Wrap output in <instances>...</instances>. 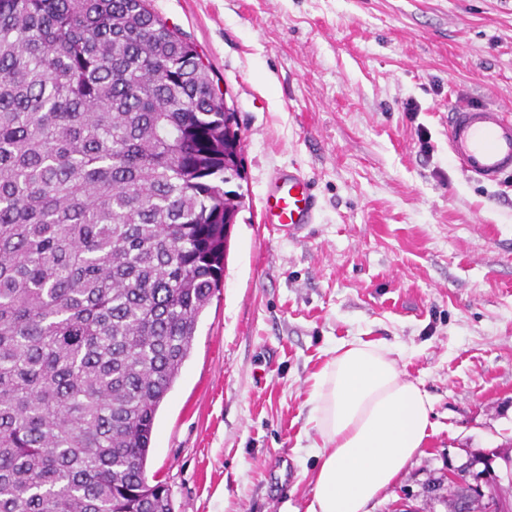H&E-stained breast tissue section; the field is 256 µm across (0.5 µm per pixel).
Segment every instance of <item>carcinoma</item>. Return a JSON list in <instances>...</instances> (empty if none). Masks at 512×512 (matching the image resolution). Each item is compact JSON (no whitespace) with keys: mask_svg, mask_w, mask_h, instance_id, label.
<instances>
[{"mask_svg":"<svg viewBox=\"0 0 512 512\" xmlns=\"http://www.w3.org/2000/svg\"><path fill=\"white\" fill-rule=\"evenodd\" d=\"M232 117L148 0H0V512H172L148 454L242 205Z\"/></svg>","mask_w":512,"mask_h":512,"instance_id":"cac0c4a2","label":"carcinoma"}]
</instances>
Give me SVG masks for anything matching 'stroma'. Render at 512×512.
Here are the masks:
<instances>
[{
	"label": "stroma",
	"instance_id": "stroma-1",
	"mask_svg": "<svg viewBox=\"0 0 512 512\" xmlns=\"http://www.w3.org/2000/svg\"><path fill=\"white\" fill-rule=\"evenodd\" d=\"M209 64L243 140L224 281L155 420L173 512L304 507L312 373L354 336L431 396L424 453L369 512H448V476L512 457V186L448 154V110L512 112V0H151ZM316 221L263 223L281 169Z\"/></svg>",
	"mask_w": 512,
	"mask_h": 512
}]
</instances>
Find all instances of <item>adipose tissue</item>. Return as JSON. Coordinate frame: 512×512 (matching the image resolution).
Segmentation results:
<instances>
[{"label":"adipose tissue","instance_id":"1","mask_svg":"<svg viewBox=\"0 0 512 512\" xmlns=\"http://www.w3.org/2000/svg\"><path fill=\"white\" fill-rule=\"evenodd\" d=\"M311 381V494L304 510L281 512H367L423 455L432 399L391 349L359 337L337 342Z\"/></svg>","mask_w":512,"mask_h":512}]
</instances>
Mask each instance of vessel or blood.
<instances>
[{
    "label": "vessel or blood",
    "instance_id": "1",
    "mask_svg": "<svg viewBox=\"0 0 512 512\" xmlns=\"http://www.w3.org/2000/svg\"><path fill=\"white\" fill-rule=\"evenodd\" d=\"M448 148L472 178L497 182L512 174V116L494 108L459 107L448 114ZM310 181L296 170H282L262 197L265 223L291 235L315 221Z\"/></svg>",
    "mask_w": 512,
    "mask_h": 512
}]
</instances>
